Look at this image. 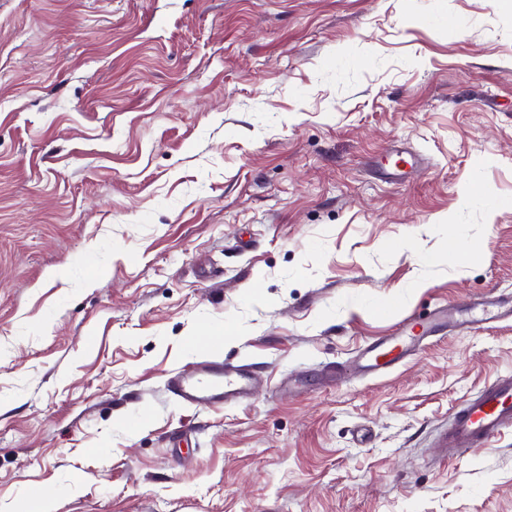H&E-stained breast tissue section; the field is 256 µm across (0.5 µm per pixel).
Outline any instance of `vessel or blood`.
Wrapping results in <instances>:
<instances>
[{
  "label": "vessel or blood",
  "instance_id": "obj_1",
  "mask_svg": "<svg viewBox=\"0 0 512 512\" xmlns=\"http://www.w3.org/2000/svg\"><path fill=\"white\" fill-rule=\"evenodd\" d=\"M508 320L512 321V304L492 296L470 302L462 310L438 308L425 317L400 321L392 335L367 346L362 353V368L370 375L387 373L429 340L442 323L469 327ZM169 386L175 396L188 404L215 408L231 400L247 398L253 378L245 367L206 360L196 372L171 378ZM511 429L512 376L506 375L468 399L455 412L451 428L437 444L445 454L455 455L472 445L488 447Z\"/></svg>",
  "mask_w": 512,
  "mask_h": 512
}]
</instances>
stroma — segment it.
<instances>
[{
	"instance_id": "stroma-1",
	"label": "stroma",
	"mask_w": 512,
	"mask_h": 512,
	"mask_svg": "<svg viewBox=\"0 0 512 512\" xmlns=\"http://www.w3.org/2000/svg\"><path fill=\"white\" fill-rule=\"evenodd\" d=\"M487 296L512 297V8L0 0V512H512V431L434 445L512 375L511 321L357 358ZM205 357L250 398L174 397Z\"/></svg>"
}]
</instances>
